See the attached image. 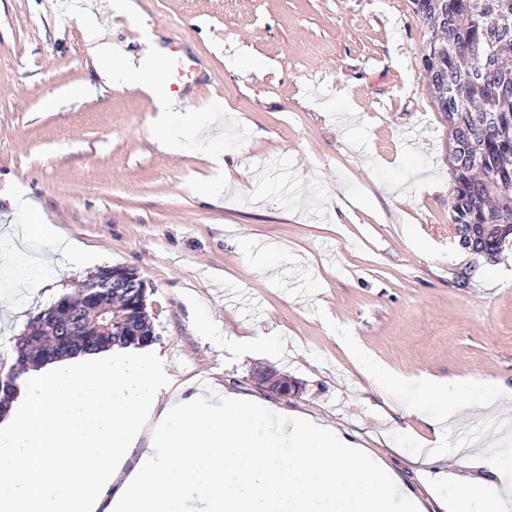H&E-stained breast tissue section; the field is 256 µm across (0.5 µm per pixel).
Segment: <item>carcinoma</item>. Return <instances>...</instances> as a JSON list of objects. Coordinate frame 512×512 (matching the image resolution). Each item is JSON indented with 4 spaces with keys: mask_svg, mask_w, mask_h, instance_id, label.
<instances>
[{
    "mask_svg": "<svg viewBox=\"0 0 512 512\" xmlns=\"http://www.w3.org/2000/svg\"><path fill=\"white\" fill-rule=\"evenodd\" d=\"M416 14L428 31L421 68L448 126L449 223L474 253L495 256L512 239V0H420ZM112 304L123 321L90 315L69 335L30 322L16 338L17 363L10 390L0 393V410L30 366L157 341L145 304L123 297Z\"/></svg>",
    "mask_w": 512,
    "mask_h": 512,
    "instance_id": "carcinoma-1",
    "label": "carcinoma"
}]
</instances>
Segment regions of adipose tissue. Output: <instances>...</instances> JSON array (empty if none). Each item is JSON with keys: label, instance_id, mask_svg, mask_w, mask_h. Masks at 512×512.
<instances>
[{"label": "adipose tissue", "instance_id": "1", "mask_svg": "<svg viewBox=\"0 0 512 512\" xmlns=\"http://www.w3.org/2000/svg\"><path fill=\"white\" fill-rule=\"evenodd\" d=\"M87 53L94 63L96 88L107 91L114 88L137 87L149 94L158 112L155 130L161 145L180 152L187 145H194L203 153H210L209 142L201 137L185 141L183 134L190 123L186 114L173 111L172 100L166 89L157 80L153 68L164 50L156 39H149L140 59L133 60L116 55L110 42L104 40L100 32L89 28L84 32ZM348 353L358 361L380 395L397 390L402 381L389 368L375 360L354 338H346ZM419 393L427 398H445L448 396L465 397L475 390H483L487 397L496 398L501 394L499 385L494 381L478 383L475 381H438L419 380L415 383ZM454 502L464 512H512V488L495 483L485 477H467L457 480L453 485Z\"/></svg>", "mask_w": 512, "mask_h": 512}]
</instances>
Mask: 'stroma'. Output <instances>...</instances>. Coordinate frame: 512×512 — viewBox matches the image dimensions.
Returning <instances> with one entry per match:
<instances>
[{
  "mask_svg": "<svg viewBox=\"0 0 512 512\" xmlns=\"http://www.w3.org/2000/svg\"><path fill=\"white\" fill-rule=\"evenodd\" d=\"M0 0V364L29 322L92 268H40L23 226L53 225L99 265L136 269L177 383L219 385L297 411L372 450L422 512H453L437 474L499 466L512 407L470 399L436 432L440 400L411 380L474 377L512 388V250L497 264L448 232V128L420 68L427 33L410 0ZM138 55L148 36L194 70L175 99L197 112L214 160L153 140L133 88L79 96L94 66L76 14ZM469 273L458 286L456 271ZM405 385L379 397L341 339ZM269 366L301 386L255 385ZM415 402L394 416L392 408ZM447 448L441 459L416 447Z\"/></svg>",
  "mask_w": 512,
  "mask_h": 512,
  "instance_id": "stroma-1",
  "label": "stroma"
}]
</instances>
